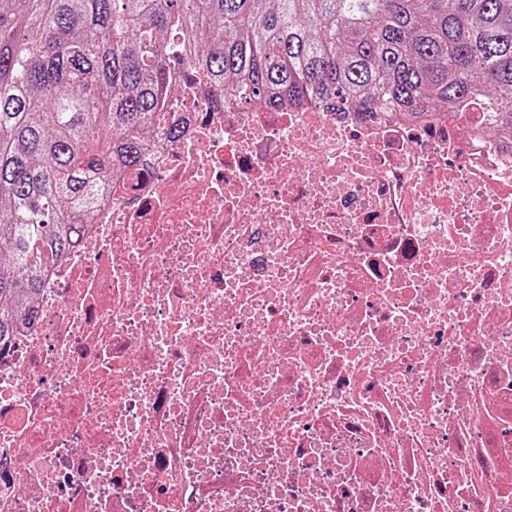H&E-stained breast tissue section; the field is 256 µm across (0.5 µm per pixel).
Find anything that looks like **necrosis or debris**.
Masks as SVG:
<instances>
[{
  "instance_id": "obj_1",
  "label": "necrosis or debris",
  "mask_w": 512,
  "mask_h": 512,
  "mask_svg": "<svg viewBox=\"0 0 512 512\" xmlns=\"http://www.w3.org/2000/svg\"><path fill=\"white\" fill-rule=\"evenodd\" d=\"M170 120L0 342V512H512V151Z\"/></svg>"
}]
</instances>
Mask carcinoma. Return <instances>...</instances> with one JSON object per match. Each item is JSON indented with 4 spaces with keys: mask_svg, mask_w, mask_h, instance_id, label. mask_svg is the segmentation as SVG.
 <instances>
[{
    "mask_svg": "<svg viewBox=\"0 0 512 512\" xmlns=\"http://www.w3.org/2000/svg\"><path fill=\"white\" fill-rule=\"evenodd\" d=\"M176 83L380 120L479 107L512 148V0H0V340L37 317Z\"/></svg>",
    "mask_w": 512,
    "mask_h": 512,
    "instance_id": "cac0c4a2",
    "label": "carcinoma"
}]
</instances>
